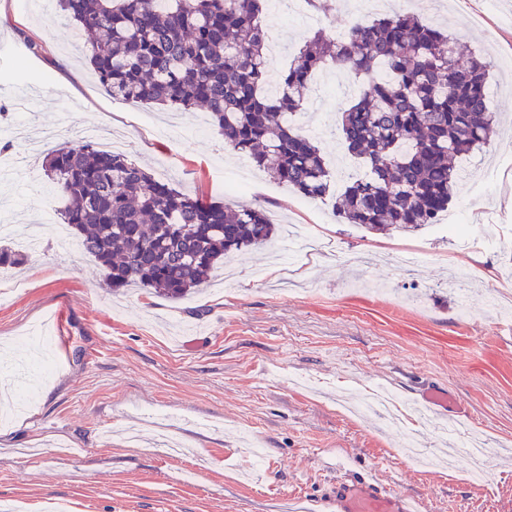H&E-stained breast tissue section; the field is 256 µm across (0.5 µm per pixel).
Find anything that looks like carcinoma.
I'll return each mask as SVG.
<instances>
[{
    "mask_svg": "<svg viewBox=\"0 0 512 512\" xmlns=\"http://www.w3.org/2000/svg\"><path fill=\"white\" fill-rule=\"evenodd\" d=\"M263 0H59L89 39L100 83L131 103L208 112L224 141L301 196L334 199L336 215L369 230L415 231L448 209L456 160L488 144L491 62H462L448 32L412 11L355 24L340 39L317 32L268 89ZM340 63L361 87L338 128L363 172L334 190L319 149L288 117L312 79ZM46 177L63 223L79 233L112 289L136 285L171 298L201 287L224 257L271 242L260 206L231 209L157 179L125 155L90 142L48 152ZM28 254L0 247V268Z\"/></svg>",
    "mask_w": 512,
    "mask_h": 512,
    "instance_id": "cac0c4a2",
    "label": "carcinoma"
}]
</instances>
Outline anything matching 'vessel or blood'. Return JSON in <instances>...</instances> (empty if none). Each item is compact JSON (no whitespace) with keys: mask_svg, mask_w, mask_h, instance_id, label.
<instances>
[{"mask_svg":"<svg viewBox=\"0 0 512 512\" xmlns=\"http://www.w3.org/2000/svg\"><path fill=\"white\" fill-rule=\"evenodd\" d=\"M317 512H423L418 499L400 496L381 482L337 481Z\"/></svg>","mask_w":512,"mask_h":512,"instance_id":"b4317fda","label":"vessel or blood"}]
</instances>
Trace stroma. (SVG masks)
I'll return each instance as SVG.
<instances>
[{
    "instance_id": "35a3bbf8",
    "label": "stroma",
    "mask_w": 512,
    "mask_h": 512,
    "mask_svg": "<svg viewBox=\"0 0 512 512\" xmlns=\"http://www.w3.org/2000/svg\"><path fill=\"white\" fill-rule=\"evenodd\" d=\"M422 17L446 27L465 51L492 63L491 111L501 123L436 223L413 233L341 223L326 202H310L251 173V188L225 195L240 160L215 127L195 133L205 111L130 105L113 98L79 52L80 30L57 11L40 15L24 0H0V151L19 150L9 124L22 113L38 125L67 112L70 129L110 138L177 189L232 207L266 208L281 225H311L312 250L272 264L253 247L231 262L232 285L216 268L202 293L171 300L128 287L112 291L79 247L45 240L17 270L0 269V379L33 404L0 428V500L25 512H290L289 498L316 499L336 479L377 476L427 512H512V337L488 303L512 271V0H431ZM265 21L285 67L311 37L287 0L266 4ZM41 46L30 50V43ZM357 86L312 97L295 128L309 136L332 172L346 151L336 129ZM44 154L0 174V218L21 229L60 208L47 193ZM464 214L469 239L450 220ZM423 261L399 269L397 255ZM472 279L461 290L448 280ZM474 290L469 317L461 292ZM431 385L451 404L438 414L458 438L478 435L480 466L498 489L470 481L471 462L426 468L409 459L383 409L346 414L352 399L390 389L405 411Z\"/></svg>"
}]
</instances>
